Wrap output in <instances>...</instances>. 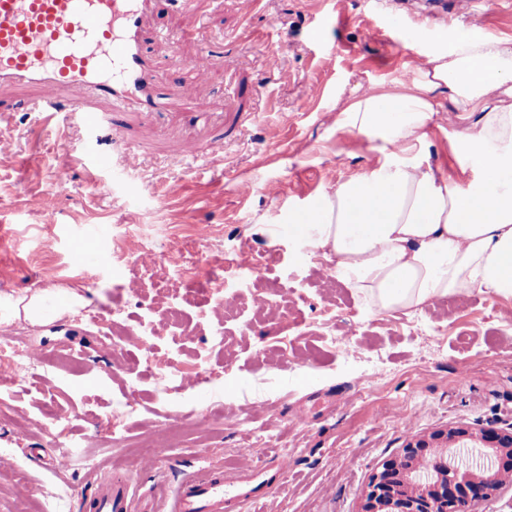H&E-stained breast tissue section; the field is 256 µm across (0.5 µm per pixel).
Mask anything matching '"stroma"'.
I'll use <instances>...</instances> for the list:
<instances>
[{"label":"stroma","instance_id":"stroma-1","mask_svg":"<svg viewBox=\"0 0 512 512\" xmlns=\"http://www.w3.org/2000/svg\"><path fill=\"white\" fill-rule=\"evenodd\" d=\"M480 14L479 24L460 17L427 31L512 36L502 0H483ZM159 27L178 41L180 67L166 68ZM245 27L253 45L239 38ZM415 27L370 0H265L247 20L239 0L159 11L143 39L166 86L187 87L192 111L214 124L240 120L223 160L207 164L183 157L195 133L176 108L153 134V158L125 173L73 158L70 142L84 133L75 113L47 125L30 112L0 118L15 145L0 156V319L5 299L50 286L84 298L46 324L9 320L44 359L0 390V512H77L96 467L146 488L175 487L183 470L208 465L233 476L259 463L242 453L247 442L290 465L285 488L249 512H360L378 465L412 438L512 429V300L477 292L371 313L306 255L288 220L373 161L338 131V94L412 80L429 49L411 42ZM204 48L213 65L200 78L190 62ZM228 52L238 58L229 72ZM97 181L111 196L90 193ZM89 224L103 230L81 265L73 249ZM171 252L181 267L140 261ZM240 263L247 281L228 320L222 286ZM91 313L101 327L83 324ZM163 369L176 376L164 389ZM131 397L138 410L123 415ZM143 448L155 471L143 469Z\"/></svg>","mask_w":512,"mask_h":512}]
</instances>
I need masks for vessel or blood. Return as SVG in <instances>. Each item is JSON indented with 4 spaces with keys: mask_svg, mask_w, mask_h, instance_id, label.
I'll use <instances>...</instances> for the list:
<instances>
[{
    "mask_svg": "<svg viewBox=\"0 0 512 512\" xmlns=\"http://www.w3.org/2000/svg\"><path fill=\"white\" fill-rule=\"evenodd\" d=\"M161 2L0 0V112L20 105L9 91H26L22 105L42 121L77 113L97 136L100 163L144 166L145 147L122 144L117 131L133 122L160 126L167 106L182 94L178 88L161 89L159 68L142 48V29ZM475 2L423 0L420 19L467 10ZM183 120L204 139L202 145H188L185 157L223 159L224 135L208 118L187 112ZM287 471V462L274 457L235 478L220 466L194 469L184 472L169 497L162 485L142 493L130 478L97 468L78 512H235L281 489Z\"/></svg>",
    "mask_w": 512,
    "mask_h": 512,
    "instance_id": "vessel-or-blood-1",
    "label": "vessel or blood"
}]
</instances>
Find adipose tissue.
<instances>
[{"label": "adipose tissue", "instance_id": "1", "mask_svg": "<svg viewBox=\"0 0 512 512\" xmlns=\"http://www.w3.org/2000/svg\"><path fill=\"white\" fill-rule=\"evenodd\" d=\"M416 70L343 99L338 130L378 158L299 211L295 230L375 314L476 292L512 299V37L440 38ZM445 93L456 120L442 130L444 171L423 145ZM61 295L51 311L42 295L17 298L12 315L40 324L83 303Z\"/></svg>", "mask_w": 512, "mask_h": 512}]
</instances>
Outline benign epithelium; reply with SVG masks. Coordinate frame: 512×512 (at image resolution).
<instances>
[{"mask_svg": "<svg viewBox=\"0 0 512 512\" xmlns=\"http://www.w3.org/2000/svg\"><path fill=\"white\" fill-rule=\"evenodd\" d=\"M479 445L494 465L461 470L448 464V446ZM512 480V431L453 429L410 441L386 460L366 493L362 512H463Z\"/></svg>", "mask_w": 512, "mask_h": 512, "instance_id": "7a95c632", "label": "benign epithelium"}]
</instances>
